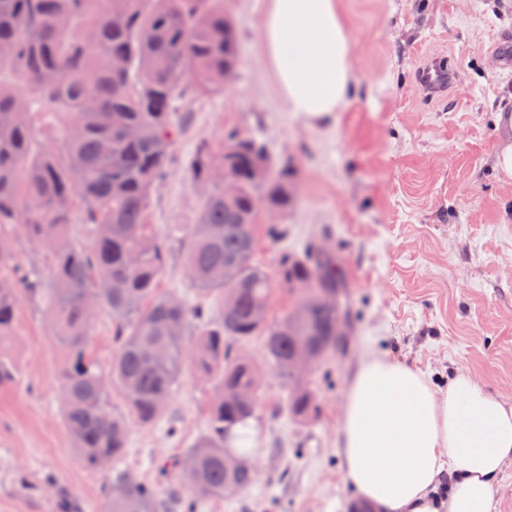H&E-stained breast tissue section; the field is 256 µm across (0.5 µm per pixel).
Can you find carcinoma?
<instances>
[{"label":"carcinoma","mask_w":512,"mask_h":512,"mask_svg":"<svg viewBox=\"0 0 512 512\" xmlns=\"http://www.w3.org/2000/svg\"><path fill=\"white\" fill-rule=\"evenodd\" d=\"M239 65L233 21L224 0H0V342L14 329L19 305H38L64 352L57 372L63 422L83 466L120 469L128 419L155 423L166 410L186 361L214 388L206 433L180 461L194 472L193 505L243 491L254 471L231 462L243 447L257 407L259 367L233 355L232 343L263 338L272 366L300 347L317 361L336 350V315L318 293L337 288L336 269L311 249L282 254L276 271L254 261L257 212L291 203L288 169H276L263 142L232 130L214 153L200 147L192 182L205 189L197 223L184 244V273L196 295L218 301L213 320L198 302L160 294L167 252L147 223L181 128L175 103L189 83L202 93L224 90ZM269 168L257 184L255 169ZM236 192L224 196V176ZM90 241H71L74 215ZM20 226L46 258V274L19 275L5 228ZM302 292L296 307L270 324L274 287ZM231 304L224 309V303ZM112 316L116 345L108 368L90 354L98 313ZM285 408L298 419L314 393L281 373ZM16 382L0 354V387ZM121 395L126 413L112 409ZM150 485L130 481L121 498L107 492L105 512H158Z\"/></svg>","instance_id":"carcinoma-1"}]
</instances>
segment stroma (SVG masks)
<instances>
[{"label": "stroma", "instance_id": "35a3bbf8", "mask_svg": "<svg viewBox=\"0 0 512 512\" xmlns=\"http://www.w3.org/2000/svg\"><path fill=\"white\" fill-rule=\"evenodd\" d=\"M268 0H224L240 52L238 78L224 92L179 102L174 161L153 195L158 230L196 223L202 196L190 166L200 144L219 150L226 130L264 141L287 162L294 201L287 212L260 209L255 260L276 269L283 252L325 251L337 275L343 338L302 382L316 397L298 421L283 409L286 385L268 365L263 340L234 343L261 368L251 422L255 482L207 499L197 512H353L355 493L336 456L342 402L366 354L397 357L439 387L471 374L512 403V179L494 153L512 140V66L491 51L512 39V0H339L355 60L356 89L329 116L287 111L266 69L259 28ZM445 54L457 80L450 99L419 97L415 72ZM282 225L284 240L266 228ZM0 353L15 384L0 389V512H104L110 472L87 471L64 425L56 373L63 360L45 320L21 303ZM211 385L184 368L163 416L129 424L121 464L160 490L163 512H184L187 494L173 462L205 432ZM53 478L55 489L42 483Z\"/></svg>", "mask_w": 512, "mask_h": 512}]
</instances>
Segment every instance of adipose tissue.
<instances>
[{
	"label": "adipose tissue",
	"mask_w": 512,
	"mask_h": 512,
	"mask_svg": "<svg viewBox=\"0 0 512 512\" xmlns=\"http://www.w3.org/2000/svg\"><path fill=\"white\" fill-rule=\"evenodd\" d=\"M260 41L287 111L322 118L351 95L338 0H268ZM337 455L345 483L378 512H494L512 461V404L469 374L437 389L397 359L370 356L345 392Z\"/></svg>",
	"instance_id": "ef3b65f1"
}]
</instances>
